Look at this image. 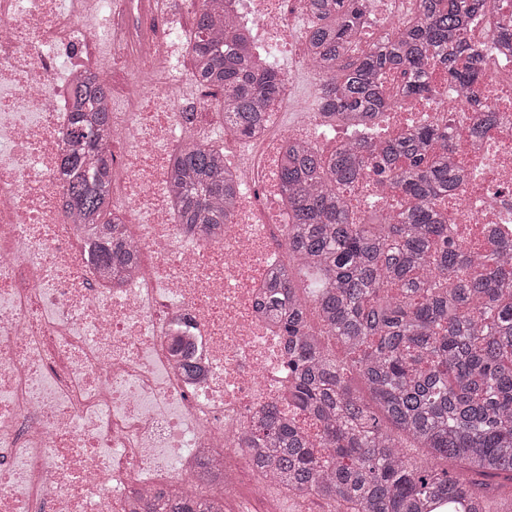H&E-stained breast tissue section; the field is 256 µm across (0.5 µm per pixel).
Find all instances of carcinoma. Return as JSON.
I'll return each mask as SVG.
<instances>
[{"label":"carcinoma","instance_id":"carcinoma-1","mask_svg":"<svg viewBox=\"0 0 512 512\" xmlns=\"http://www.w3.org/2000/svg\"><path fill=\"white\" fill-rule=\"evenodd\" d=\"M221 2L200 0L188 47L196 83L221 95L224 125L246 136L263 124L284 75L276 65L256 67ZM487 7V0H421L413 24L355 56L348 46L368 28L365 0H310L304 36L320 81L317 108L368 121L388 111L382 85L393 70L408 75L406 94L420 98L430 91L431 66L450 83L476 81V58L512 39L506 26L489 43L464 37ZM69 97L65 208L84 230L105 225L97 256L120 280L133 251L122 223L109 219L110 93L88 80L73 84ZM479 109L477 137L498 122ZM448 144V127L437 120L379 146L343 142L327 157L296 142L281 159L289 248L317 273L313 302L324 333L343 342L351 361L312 332L291 274L277 272L268 309L288 336L294 409L320 433L311 438L267 407L250 453L277 483L345 512H488L490 493L512 484V243L491 239L475 251L451 238L443 203L463 175ZM370 174L403 198L397 214L352 213L343 189ZM168 194L179 223L220 237L235 201L224 148L187 139L174 155ZM201 481L214 488L207 497L160 491L140 509L224 512L220 472L208 465Z\"/></svg>","mask_w":512,"mask_h":512}]
</instances>
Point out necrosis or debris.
<instances>
[{
  "label": "necrosis or debris",
  "instance_id": "obj_1",
  "mask_svg": "<svg viewBox=\"0 0 512 512\" xmlns=\"http://www.w3.org/2000/svg\"><path fill=\"white\" fill-rule=\"evenodd\" d=\"M225 6L255 56L277 52L290 68L261 131L224 134L243 193L211 240L177 223L168 199L183 112L208 108L172 0H0V512H129L133 498L198 486L209 462L225 512H275L276 497L310 512L242 451L260 405L288 406V356L259 303L270 269L296 267L275 200L279 153L321 122L292 83L312 69L298 31L309 0ZM478 69L467 88L432 72L427 99L382 116L395 134L447 120L456 162L474 173L449 197L448 221L471 245L512 240V51ZM79 75L117 86L112 212L134 249L117 283L64 211L67 89ZM478 98L508 118L482 139L471 135Z\"/></svg>",
  "mask_w": 512,
  "mask_h": 512
}]
</instances>
